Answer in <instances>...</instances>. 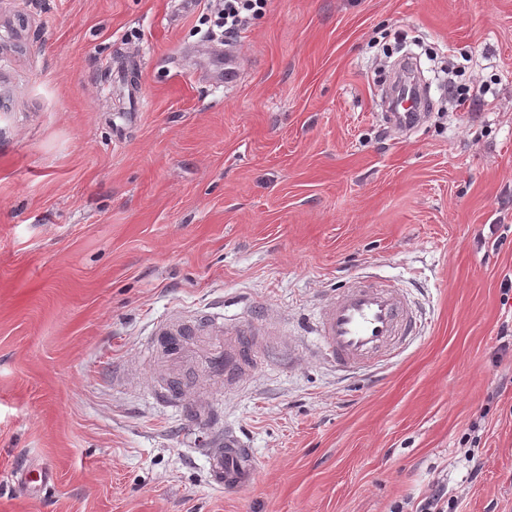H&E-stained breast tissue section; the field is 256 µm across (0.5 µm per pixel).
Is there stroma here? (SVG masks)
Here are the masks:
<instances>
[{"mask_svg": "<svg viewBox=\"0 0 512 512\" xmlns=\"http://www.w3.org/2000/svg\"><path fill=\"white\" fill-rule=\"evenodd\" d=\"M204 13L0 0V512H415L436 479L512 512V0H268L228 41ZM399 45L411 132L381 116ZM364 274L420 330L347 377L304 323ZM221 308L257 341L236 382L210 323L178 364L155 337ZM228 429L255 477L224 490Z\"/></svg>", "mask_w": 512, "mask_h": 512, "instance_id": "obj_1", "label": "stroma"}]
</instances>
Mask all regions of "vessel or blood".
<instances>
[{
    "mask_svg": "<svg viewBox=\"0 0 512 512\" xmlns=\"http://www.w3.org/2000/svg\"><path fill=\"white\" fill-rule=\"evenodd\" d=\"M423 108L422 98L408 91L394 110L386 113L385 119L398 129L410 130L417 126ZM310 328L319 338L322 355L340 369L350 372L396 357L407 338L413 335L416 317L406 295L390 281L371 282L355 277L320 308ZM185 333L186 328L182 325L174 329L164 324L159 328L172 361H182L190 354ZM224 337L229 349L212 352L210 365L233 380L251 367L254 356L252 332L230 326L225 328ZM252 457V449L246 448L240 438L225 434L223 447L214 449L209 456L213 481L224 488L248 485L254 476Z\"/></svg>",
    "mask_w": 512,
    "mask_h": 512,
    "instance_id": "1",
    "label": "vessel or blood"
}]
</instances>
